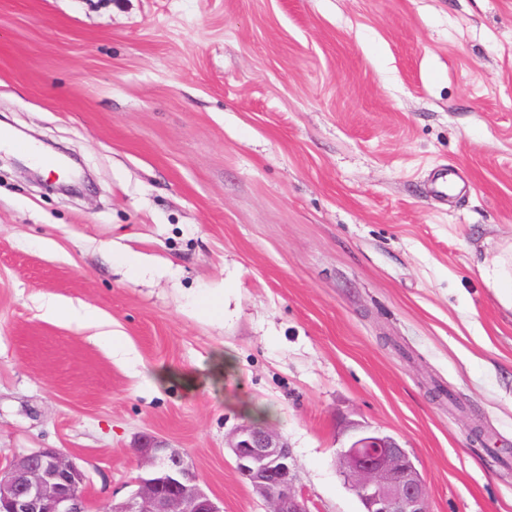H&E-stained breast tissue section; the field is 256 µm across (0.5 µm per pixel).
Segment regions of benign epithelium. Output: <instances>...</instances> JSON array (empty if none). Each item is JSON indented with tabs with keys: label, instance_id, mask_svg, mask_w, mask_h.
Segmentation results:
<instances>
[{
	"label": "benign epithelium",
	"instance_id": "7a95c632",
	"mask_svg": "<svg viewBox=\"0 0 512 512\" xmlns=\"http://www.w3.org/2000/svg\"><path fill=\"white\" fill-rule=\"evenodd\" d=\"M236 470L270 512H310L297 485L293 455L273 430L238 426L229 439ZM146 476L108 512H222L192 463L170 448H141ZM343 477L364 512H429L425 485L409 453L392 437L360 431L338 455ZM86 475L68 455L40 448L0 467V512H91Z\"/></svg>",
	"mask_w": 512,
	"mask_h": 512
}]
</instances>
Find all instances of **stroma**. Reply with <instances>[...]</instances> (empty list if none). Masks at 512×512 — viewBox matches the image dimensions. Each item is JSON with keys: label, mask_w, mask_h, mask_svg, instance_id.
<instances>
[{"label": "stroma", "mask_w": 512, "mask_h": 512, "mask_svg": "<svg viewBox=\"0 0 512 512\" xmlns=\"http://www.w3.org/2000/svg\"><path fill=\"white\" fill-rule=\"evenodd\" d=\"M2 126L87 179L0 156V463L61 449L109 512L150 443L267 512L227 446L252 422L311 512H363L337 464L360 428L431 512H512V0H0ZM43 316L49 319L61 318L82 326L95 325L100 316L97 309L86 303L73 304L50 296L40 303Z\"/></svg>", "instance_id": "stroma-1"}]
</instances>
